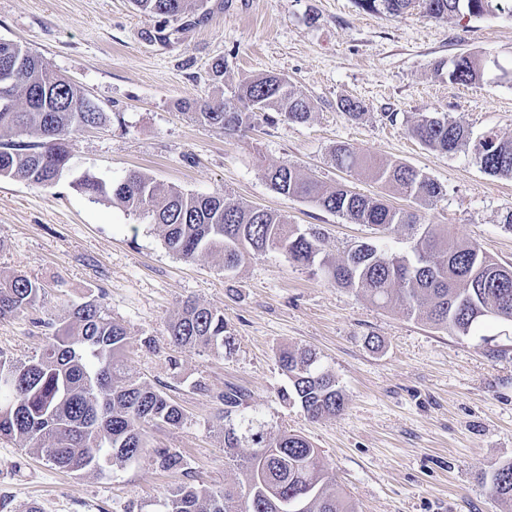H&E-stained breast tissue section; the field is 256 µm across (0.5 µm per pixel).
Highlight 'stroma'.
Instances as JSON below:
<instances>
[{
	"mask_svg": "<svg viewBox=\"0 0 512 512\" xmlns=\"http://www.w3.org/2000/svg\"><path fill=\"white\" fill-rule=\"evenodd\" d=\"M203 11L202 22L182 27L131 0H0V39L45 58L108 115L71 136L73 170L58 181L0 177V276L23 274L44 288L35 310L0 321V351L38 354L51 335L46 320L96 297L130 329L127 373L186 414L181 425L149 431L151 448L182 454L178 471H161L146 456L76 476L0 440V512L35 503L43 512H151L181 482L238 489L241 473L227 463L219 434L216 396L228 383L249 391L245 413L319 448L358 512H507L484 475L512 460V325L486 322L458 336L273 254L231 272L214 255L185 261L149 219L91 200L73 181L85 172L116 180L136 171L164 189L228 194L287 216L300 231L318 229L324 254L335 259L375 238L408 248L403 227L378 237L272 190L268 170L292 164L326 185L417 211L422 223L448 225L452 241L476 242L512 265V232L501 223L512 208V178L489 176L469 153L428 148L408 132L418 116L445 113L473 136L492 129L512 137V82L489 74L455 84L435 69L463 52L511 66L512 19L434 20L416 8L390 17L354 0H204ZM161 27L167 40L153 37ZM260 74L295 84L312 104L310 119L272 122L253 112L245 131L228 136L182 108L209 98L238 106V85ZM343 98L362 101L366 114L350 118L338 107ZM340 143L420 170L442 196L419 209L367 174L336 168L330 152ZM187 299L223 309L234 339L223 357L167 346V323ZM146 336L158 351L141 346ZM287 347L314 350L333 371L346 403L340 415L312 420L281 401L288 379L277 355ZM200 381L206 391L197 390Z\"/></svg>",
	"mask_w": 512,
	"mask_h": 512,
	"instance_id": "35a3bbf8",
	"label": "stroma"
}]
</instances>
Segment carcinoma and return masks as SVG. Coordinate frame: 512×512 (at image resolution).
<instances>
[{"label": "carcinoma", "mask_w": 512, "mask_h": 512, "mask_svg": "<svg viewBox=\"0 0 512 512\" xmlns=\"http://www.w3.org/2000/svg\"><path fill=\"white\" fill-rule=\"evenodd\" d=\"M202 0H133L143 11L178 21L199 10ZM370 12L400 16L418 8L435 20L457 16L512 17V0H355ZM12 68L10 107L0 105V177L45 185L72 169L69 137L107 121L92 112V99L58 75L39 55L21 45L0 40V68ZM437 65V70L445 68ZM448 79L468 85L482 80L487 62L472 54L452 60ZM41 90L36 109L29 98ZM238 99L244 110L273 112L287 123H305L312 106L307 97L279 76L265 75L242 84ZM192 118L229 134L246 127L243 110L227 108L222 100L196 104ZM422 144L444 153H471L480 169L491 176L512 178V140L490 130L477 140L461 124L445 116H423L408 127ZM25 135L29 140H15ZM331 161L339 169L372 171L373 178L396 187L421 207L443 195L442 186L404 163L370 162L347 145H338ZM277 193L308 201L356 224L378 232L404 226L412 240L411 255L386 250L370 242L351 248L336 261L324 255L321 232L301 233L288 218L274 211L236 201L222 193L194 194L171 188L162 191L154 181L131 172L117 182L91 174L74 186L93 199L106 198L147 215L160 229L165 246L176 256L192 260L201 254L222 258L225 270L238 268L255 254L276 253L300 266H318L336 286L350 288L385 307L400 303L403 312L459 336H467L483 318L512 324V266L487 256L469 241L444 243L436 224H421L417 215L386 204L381 198L354 191L344 184L333 188L307 176L294 165H280L267 174ZM43 287L23 275L0 281V319L33 310ZM55 328L53 342L38 356L14 359L0 353V437L41 455L65 472L82 474L121 467L142 456L148 429L158 423L178 426L183 409L160 389L131 378L124 368L129 332L94 297L68 310ZM233 338L227 335L224 311L187 299L168 324L167 344L204 349L224 356ZM278 365L288 377L281 399L299 406L312 419L334 417L344 408L336 376L324 368L316 353L283 349ZM249 394L227 384L217 395L224 420L222 437L228 460L242 475L234 510L225 508L222 491L191 483L170 489L163 498L165 512H277L267 496L277 486L288 498H303L306 512H357L336 487L319 449L303 436L274 431L257 413L241 407ZM244 452L238 453L236 449ZM253 448L266 452L257 457ZM163 470L180 469L183 459L167 449L154 452ZM489 481L495 497L512 505V461L499 463Z\"/></svg>", "instance_id": "cac0c4a2"}]
</instances>
